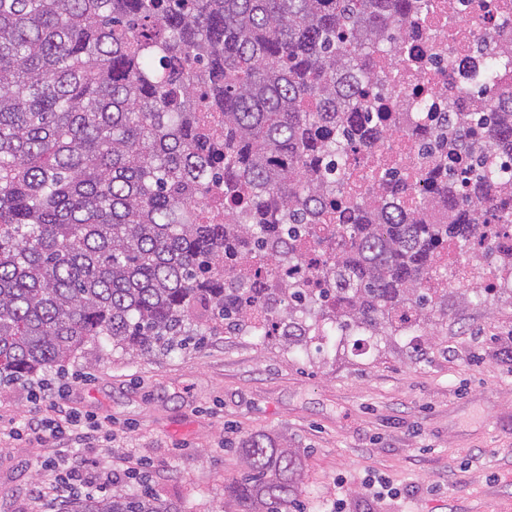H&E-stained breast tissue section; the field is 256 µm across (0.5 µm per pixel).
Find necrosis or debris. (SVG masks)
<instances>
[{
  "mask_svg": "<svg viewBox=\"0 0 512 512\" xmlns=\"http://www.w3.org/2000/svg\"><path fill=\"white\" fill-rule=\"evenodd\" d=\"M494 2L428 0V17L410 42L411 59L388 69L382 96L371 102L372 111L387 113L389 135L373 152L358 153L357 175H365L372 156L400 169L429 168L424 148L441 118L452 111H492L489 89L478 82L485 65L495 64L499 85L512 88V12L497 11ZM511 253V226L489 246L450 249L449 288L503 287L497 259Z\"/></svg>",
  "mask_w": 512,
  "mask_h": 512,
  "instance_id": "4bbe7bcc",
  "label": "necrosis or debris"
}]
</instances>
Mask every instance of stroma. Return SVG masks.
Masks as SVG:
<instances>
[{"label":"stroma","mask_w":512,"mask_h":512,"mask_svg":"<svg viewBox=\"0 0 512 512\" xmlns=\"http://www.w3.org/2000/svg\"><path fill=\"white\" fill-rule=\"evenodd\" d=\"M78 415L98 419L87 444L22 434L45 410L36 383L0 384V512H68L37 481L61 454L94 475L131 471L185 512H239L224 483L263 435L297 449L305 512H512V298L448 297V318L419 350L316 356L272 338L224 332L163 359L86 346L44 373ZM391 498L373 504L369 488Z\"/></svg>","instance_id":"obj_1"}]
</instances>
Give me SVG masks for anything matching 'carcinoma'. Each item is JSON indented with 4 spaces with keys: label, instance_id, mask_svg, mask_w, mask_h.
<instances>
[{
    "label": "carcinoma",
    "instance_id": "cac0c4a2",
    "mask_svg": "<svg viewBox=\"0 0 512 512\" xmlns=\"http://www.w3.org/2000/svg\"><path fill=\"white\" fill-rule=\"evenodd\" d=\"M426 0H0V379L27 380L92 344L166 357L196 336L234 331L282 296L288 349L307 322L398 344L396 314L448 315L438 287L448 245L481 236L494 168L461 181L470 207L428 223L417 186L384 164L373 191L331 205L345 155L384 131L365 111L367 58L396 51ZM453 112L430 151L472 144L512 153V98ZM221 181L214 223L210 181ZM432 194L452 202L436 168ZM336 254L325 287L268 288L311 245ZM224 493L242 512H292L295 448L254 437ZM70 512H184L115 490Z\"/></svg>",
    "mask_w": 512,
    "mask_h": 512
}]
</instances>
